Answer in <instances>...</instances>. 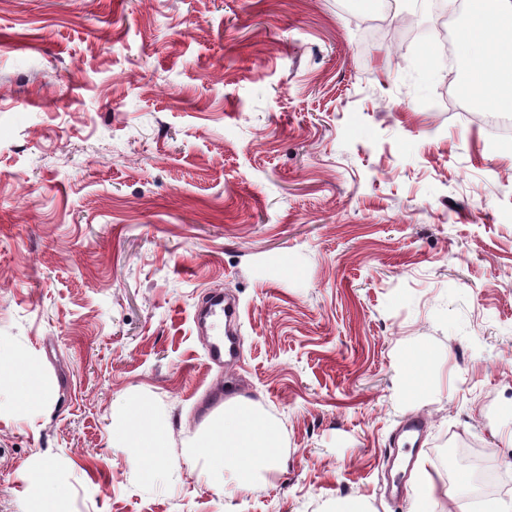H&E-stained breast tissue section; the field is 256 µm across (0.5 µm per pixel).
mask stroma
Returning a JSON list of instances; mask_svg holds the SVG:
<instances>
[{"mask_svg": "<svg viewBox=\"0 0 512 512\" xmlns=\"http://www.w3.org/2000/svg\"><path fill=\"white\" fill-rule=\"evenodd\" d=\"M430 3L0 0V347L46 381L0 396V512L45 468L56 512H415L429 476L512 504V139L402 36ZM217 382L280 432L244 490L183 455ZM120 397L170 425L156 464L112 449ZM205 316L209 321L207 329H216V332L211 336L215 337L209 344L208 358L215 364L224 363V354L228 359L225 361L232 362L237 359V349L234 338L229 337L233 335L230 331V326L233 325L239 318V311L236 305L224 303V295L222 291H214L210 295L208 307ZM224 325L226 327V336L228 344H224ZM223 328V330H222Z\"/></svg>", "mask_w": 512, "mask_h": 512, "instance_id": "obj_1", "label": "stroma"}]
</instances>
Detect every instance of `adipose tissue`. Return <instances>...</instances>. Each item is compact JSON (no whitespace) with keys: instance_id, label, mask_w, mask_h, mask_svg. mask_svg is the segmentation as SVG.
<instances>
[{"instance_id":"ef3b65f1","label":"adipose tissue","mask_w":512,"mask_h":512,"mask_svg":"<svg viewBox=\"0 0 512 512\" xmlns=\"http://www.w3.org/2000/svg\"><path fill=\"white\" fill-rule=\"evenodd\" d=\"M494 3L489 9L484 0H473L472 23L459 35L469 91L488 109L512 106V0ZM117 408L129 424L113 430L112 448H136L148 461L159 460L165 430L152 404L133 399ZM278 448V430L256 402L236 396L225 401L223 413L210 420L184 456L189 462L205 458L216 481H223L230 470L245 486L257 472L278 467Z\"/></svg>"}]
</instances>
